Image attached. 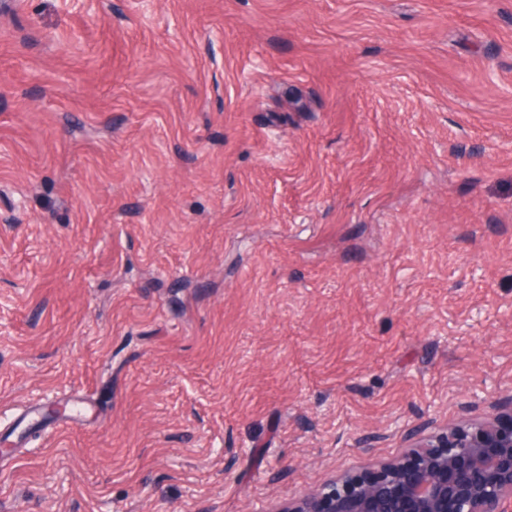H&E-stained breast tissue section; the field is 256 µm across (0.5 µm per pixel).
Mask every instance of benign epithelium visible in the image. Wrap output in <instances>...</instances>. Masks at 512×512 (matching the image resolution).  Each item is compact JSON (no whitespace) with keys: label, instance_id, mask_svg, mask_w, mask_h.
I'll list each match as a JSON object with an SVG mask.
<instances>
[{"label":"benign epithelium","instance_id":"1","mask_svg":"<svg viewBox=\"0 0 512 512\" xmlns=\"http://www.w3.org/2000/svg\"><path fill=\"white\" fill-rule=\"evenodd\" d=\"M488 421L410 434L400 458L347 472L280 512H512V394Z\"/></svg>","mask_w":512,"mask_h":512}]
</instances>
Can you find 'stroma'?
Masks as SVG:
<instances>
[{"label":"stroma","instance_id":"35a3bbf8","mask_svg":"<svg viewBox=\"0 0 512 512\" xmlns=\"http://www.w3.org/2000/svg\"><path fill=\"white\" fill-rule=\"evenodd\" d=\"M510 393L512 0L0 14V512H272Z\"/></svg>","mask_w":512,"mask_h":512}]
</instances>
